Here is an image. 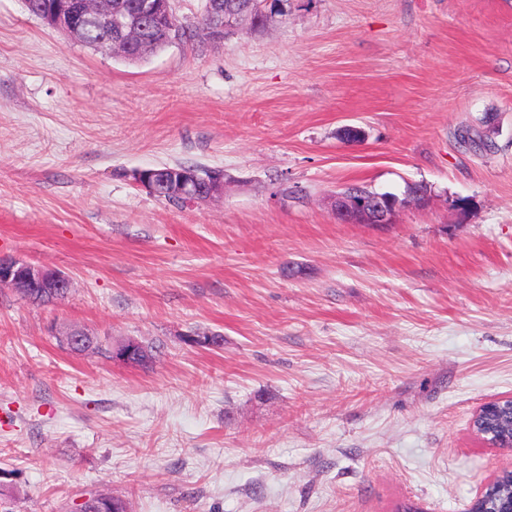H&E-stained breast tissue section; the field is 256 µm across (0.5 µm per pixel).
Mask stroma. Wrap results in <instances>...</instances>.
<instances>
[{"label": "stroma", "instance_id": "stroma-1", "mask_svg": "<svg viewBox=\"0 0 512 512\" xmlns=\"http://www.w3.org/2000/svg\"><path fill=\"white\" fill-rule=\"evenodd\" d=\"M179 163L223 197L129 177ZM350 184L394 222L337 219ZM0 256L72 281L0 287L7 512H467L512 463L470 427L512 395V0H289L136 64L0 0ZM73 327L155 362L71 352ZM105 353L112 359V362H118L124 365L142 366L144 363L150 362V354L147 346L134 339L116 343L109 349H105Z\"/></svg>", "mask_w": 512, "mask_h": 512}]
</instances>
